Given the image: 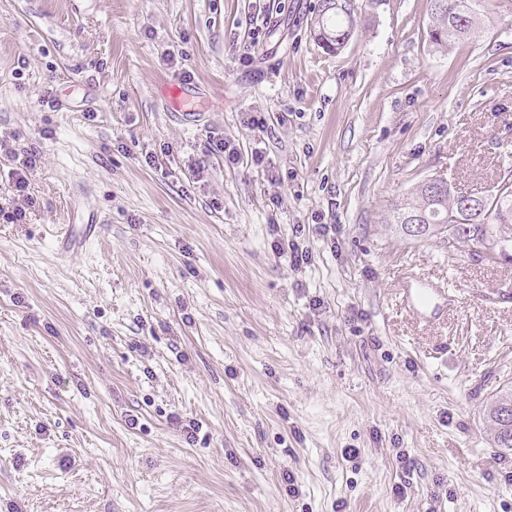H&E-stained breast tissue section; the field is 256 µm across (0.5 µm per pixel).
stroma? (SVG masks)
I'll return each mask as SVG.
<instances>
[{"instance_id":"35a3bbf8","label":"stroma","mask_w":512,"mask_h":512,"mask_svg":"<svg viewBox=\"0 0 512 512\" xmlns=\"http://www.w3.org/2000/svg\"><path fill=\"white\" fill-rule=\"evenodd\" d=\"M349 2L329 54L319 0H0V139L39 156L0 217V512H512V264L389 222L512 164V0L443 53L429 0ZM345 1L346 10L340 7ZM346 0H322L318 14L310 26V33L318 46L329 52H338L354 37L356 24ZM274 249L278 257H285L288 260L291 267L299 270L302 265L309 264L311 262V252L305 248L300 247L296 242H288V249H285L280 243L274 244ZM439 296L438 288L418 287L408 290L407 300L416 310L432 313L439 308ZM505 406H509L511 410L508 418L503 417L502 410ZM485 413L495 446L512 450V389L499 390Z\"/></svg>"}]
</instances>
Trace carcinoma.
I'll return each mask as SVG.
<instances>
[{"instance_id": "1", "label": "carcinoma", "mask_w": 512, "mask_h": 512, "mask_svg": "<svg viewBox=\"0 0 512 512\" xmlns=\"http://www.w3.org/2000/svg\"><path fill=\"white\" fill-rule=\"evenodd\" d=\"M341 0H321L310 33L318 46L337 52L354 37L356 24L348 9L340 7ZM485 0H430L428 41L437 51L464 45L474 40L480 30V15ZM459 193L450 189L439 198H432L417 187L401 198L391 209L390 223L404 231L406 218L424 217L430 225L427 235L438 231L448 234V244L475 242L481 244L492 236L499 224L512 226V184L499 183L495 190L484 195L478 210L462 213L458 209ZM512 408V389H501L486 409L495 446L512 450V414L503 417L504 407Z\"/></svg>"}]
</instances>
